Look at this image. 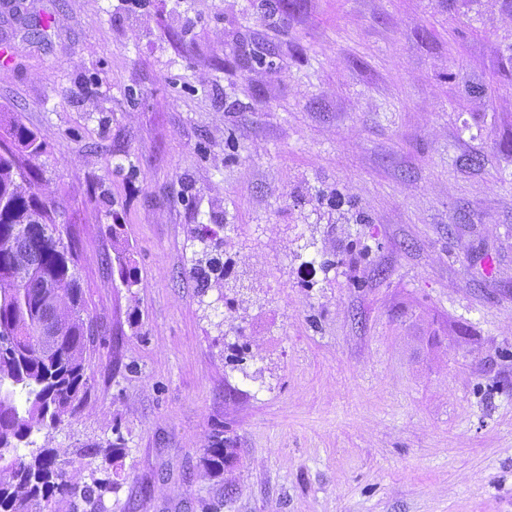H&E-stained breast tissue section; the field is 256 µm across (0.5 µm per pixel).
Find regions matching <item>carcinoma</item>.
Instances as JSON below:
<instances>
[{"mask_svg": "<svg viewBox=\"0 0 512 512\" xmlns=\"http://www.w3.org/2000/svg\"><path fill=\"white\" fill-rule=\"evenodd\" d=\"M44 151L45 142L20 120L9 123L0 143V512H56L64 498L89 502L113 485L95 479L79 486V472L59 466L56 448L18 454L33 433L72 413L87 389L82 289L37 176L19 161ZM51 327L60 330L58 339L47 349L36 346V336ZM235 459L231 442L218 438L203 468L218 478Z\"/></svg>", "mask_w": 512, "mask_h": 512, "instance_id": "obj_1", "label": "carcinoma"}]
</instances>
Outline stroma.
I'll list each match as a JSON object with an SVG mask.
<instances>
[{
	"label": "stroma",
	"instance_id": "1",
	"mask_svg": "<svg viewBox=\"0 0 512 512\" xmlns=\"http://www.w3.org/2000/svg\"><path fill=\"white\" fill-rule=\"evenodd\" d=\"M0 45L90 326L32 439L123 451L58 512H512V0H0ZM227 447H232L231 442L218 437L206 448L203 468L209 477L219 478L224 474V466L230 465L236 459V449Z\"/></svg>",
	"mask_w": 512,
	"mask_h": 512
}]
</instances>
